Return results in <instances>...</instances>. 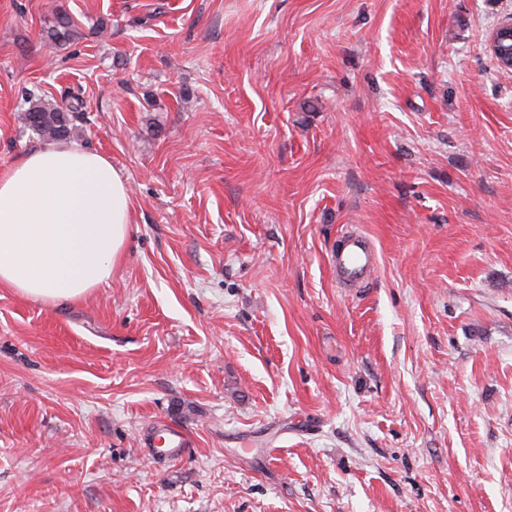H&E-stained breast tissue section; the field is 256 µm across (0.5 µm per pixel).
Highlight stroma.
<instances>
[{
	"label": "stroma",
	"instance_id": "1",
	"mask_svg": "<svg viewBox=\"0 0 512 512\" xmlns=\"http://www.w3.org/2000/svg\"><path fill=\"white\" fill-rule=\"evenodd\" d=\"M510 17L0 0V171L42 145L26 91L74 92L133 210L84 299L0 286V512H512ZM159 422L190 450L156 454ZM510 42L507 50L503 43ZM487 51L496 63L504 68H512V21L501 23L490 35L487 41ZM333 263L336 272L350 281H362L375 267V257L368 240L359 234L346 237L341 249L336 251Z\"/></svg>",
	"mask_w": 512,
	"mask_h": 512
}]
</instances>
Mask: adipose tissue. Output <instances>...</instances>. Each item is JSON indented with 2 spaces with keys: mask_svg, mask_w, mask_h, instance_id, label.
Returning <instances> with one entry per match:
<instances>
[{
  "mask_svg": "<svg viewBox=\"0 0 512 512\" xmlns=\"http://www.w3.org/2000/svg\"><path fill=\"white\" fill-rule=\"evenodd\" d=\"M132 222L126 181L105 156L46 145L0 171V285L44 305L108 283Z\"/></svg>",
  "mask_w": 512,
  "mask_h": 512,
  "instance_id": "ef3b65f1",
  "label": "adipose tissue"
}]
</instances>
